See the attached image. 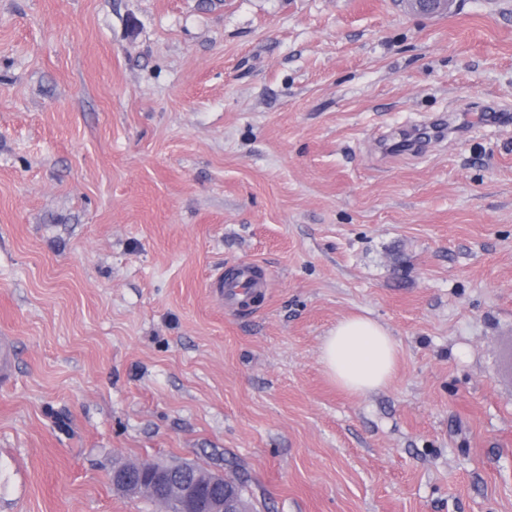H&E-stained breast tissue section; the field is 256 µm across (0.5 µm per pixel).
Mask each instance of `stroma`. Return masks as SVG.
<instances>
[{
  "instance_id": "1",
  "label": "stroma",
  "mask_w": 512,
  "mask_h": 512,
  "mask_svg": "<svg viewBox=\"0 0 512 512\" xmlns=\"http://www.w3.org/2000/svg\"><path fill=\"white\" fill-rule=\"evenodd\" d=\"M512 0H0V512H512ZM262 264L252 307L216 268ZM367 315L391 382L323 336ZM236 276L231 278L218 268L208 278L206 288L224 305V302L243 305L256 294L258 288H264L267 281L262 266L247 262L240 265ZM397 354L398 343L389 330L365 316L338 321L321 343L325 373L336 385L353 394L387 386ZM143 462L147 465L137 466L140 462H132L114 469L111 477L112 485L119 489L148 487L163 506L169 497H174L177 512H245L238 499L239 496L243 502L241 482H238L240 487L235 484L237 496L234 482L224 477L223 473H213L210 476V487L217 491L203 500L197 491L199 484L188 475V464L158 467L155 465L158 463ZM148 463L154 464L148 465Z\"/></svg>"
}]
</instances>
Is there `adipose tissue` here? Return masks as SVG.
<instances>
[{
  "instance_id": "adipose-tissue-1",
  "label": "adipose tissue",
  "mask_w": 512,
  "mask_h": 512,
  "mask_svg": "<svg viewBox=\"0 0 512 512\" xmlns=\"http://www.w3.org/2000/svg\"><path fill=\"white\" fill-rule=\"evenodd\" d=\"M397 354L398 343L389 330L365 316L338 321L321 343L325 373L336 385L353 394L387 386Z\"/></svg>"
}]
</instances>
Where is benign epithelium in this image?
<instances>
[{
	"mask_svg": "<svg viewBox=\"0 0 512 512\" xmlns=\"http://www.w3.org/2000/svg\"><path fill=\"white\" fill-rule=\"evenodd\" d=\"M189 465L176 464L158 467L139 465L133 469L119 467L112 471V485L119 489L145 486L164 504L175 498L177 512H245L234 489V482L222 473L209 478L210 487L216 489L209 498L199 497L195 482L188 475Z\"/></svg>",
	"mask_w": 512,
	"mask_h": 512,
	"instance_id": "7a95c632",
	"label": "benign epithelium"
}]
</instances>
